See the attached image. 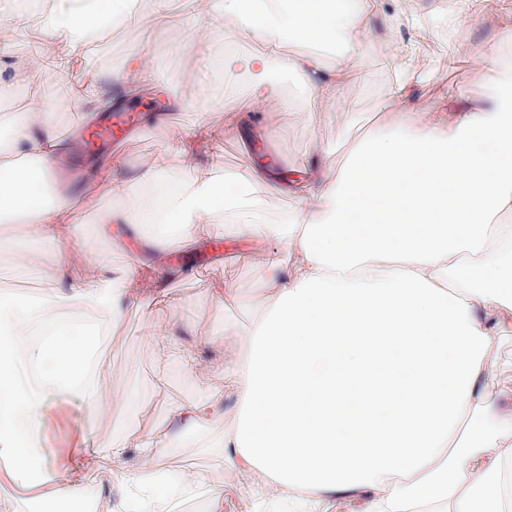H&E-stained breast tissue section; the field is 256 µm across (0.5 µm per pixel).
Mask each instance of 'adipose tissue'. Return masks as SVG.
Masks as SVG:
<instances>
[{
    "label": "adipose tissue",
    "instance_id": "adipose-tissue-1",
    "mask_svg": "<svg viewBox=\"0 0 512 512\" xmlns=\"http://www.w3.org/2000/svg\"><path fill=\"white\" fill-rule=\"evenodd\" d=\"M383 2L185 0L181 52L264 42V50L224 61L228 76L248 75L246 105L274 94L265 75L277 65L304 79L306 123L344 111L345 71L377 51L396 65L380 105L396 108L397 118L357 141L329 180L288 178L262 162L196 167L188 181L144 167L135 179L145 192L100 211V226L130 224L163 242L246 235L277 241L285 255L266 283L274 303L248 340L249 361L224 364L235 425L210 432L223 393L183 403L178 430L160 424L139 437L145 462L135 467L122 466L128 443L119 438L105 471L84 453L57 467L39 446L48 410L62 400L80 396L97 413L120 409L103 388L106 361L82 358L87 329L138 312L139 294L157 285L139 268L112 277L108 256L73 235L82 215L68 198L72 179L117 192L123 161L99 152L69 176L47 101L10 114V138L0 143V222L30 225L57 264L33 271L31 243L0 238V261L43 282L35 306L0 294V460L9 476L39 473L69 512H85L74 487L102 474L136 498L140 512H171L196 495L223 505L225 486L256 471L265 475L256 491L262 512H327L335 503L350 512H512V451L502 448L512 442V391L491 385L499 341L512 330V225L502 221L512 214V67H483L465 110L414 111L421 49L435 27L419 16L395 22ZM135 3L56 0L53 14L40 18L34 0H0V19L38 23L64 51L56 89L68 84L70 60L81 61L91 124L110 105L88 54L99 38L94 21L121 23ZM376 18L379 34L370 27ZM289 39L301 53L280 54ZM166 50L144 34L112 82L132 95L152 89L151 61ZM254 185L266 195L289 191L298 203L281 223H266V196L251 193ZM228 213L237 224H225ZM77 255L100 278L59 289ZM76 304L83 317L70 315ZM200 439L216 475L161 477L149 466L154 455Z\"/></svg>",
    "mask_w": 512,
    "mask_h": 512
}]
</instances>
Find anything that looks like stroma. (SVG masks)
Returning <instances> with one entry per match:
<instances>
[{
    "instance_id": "stroma-1",
    "label": "stroma",
    "mask_w": 512,
    "mask_h": 512,
    "mask_svg": "<svg viewBox=\"0 0 512 512\" xmlns=\"http://www.w3.org/2000/svg\"><path fill=\"white\" fill-rule=\"evenodd\" d=\"M449 3L450 0L386 2L387 14L423 16L438 29V38L424 59L423 80L413 91L414 106L420 112L446 104L466 105L478 70L486 63L490 50H497L499 59L512 65V45L497 44L499 34L512 29V15L476 13L452 25L448 22ZM182 9V0H171L169 11L164 13L156 10L154 0H144L135 21L108 31L103 43L93 49L100 82L110 85L113 69L135 44L142 29H152L157 40L165 43L183 39L185 32L178 23ZM0 40L9 42L14 50L13 56L0 58L1 81L14 82V62L19 58L31 61L38 71L32 80L14 83L13 96L0 101V114L27 110L36 99L42 98L46 82L53 77V67L42 60L49 45L35 24L21 29L0 25ZM152 66L158 90L178 97L182 107L171 111L169 118L156 121L150 117L147 97L133 98L121 88L113 87V110L131 112L138 129L137 135L127 139L121 151L124 165L118 173L131 192L136 191L137 186L130 178L140 167L171 168L172 130L192 126L197 118L196 106L204 100L215 102L217 108L207 115L213 137L211 145L199 158V165L245 167L262 154L273 164L303 170L320 178L335 174L343 152L357 138L394 116L392 110L378 108V101L392 78L393 64L374 53L358 57L345 74L340 92L347 103V111L326 114L311 126L302 119L306 97L299 75L273 69L268 81L278 88V96L269 98L259 107L243 109L233 89L226 85L220 66L210 67L202 82L193 76L195 61L179 55L155 58ZM228 107L234 109L237 124L252 131L251 141L225 135L224 110ZM73 198L84 214L83 224L75 229L76 236L96 240L98 247L111 259L113 275H121L147 261L148 246L141 244L130 248L123 225H113L110 234H99L95 224L97 212L110 204L99 183H79ZM170 250L172 269L163 275V295L141 297L140 312L114 325L111 336L100 350L101 357L109 363L108 391L124 395L135 390L145 399L143 408L128 416V430L133 434L147 430L156 421L173 419L180 404L202 393L223 390L224 373L218 367L219 360L247 358V338L261 320L264 309L260 306L251 310L225 307L214 303L210 293L227 288L262 287L272 260L282 253L278 242L248 238L225 243L216 259H203L202 247L194 242H175ZM180 302L194 306L197 326L172 328L171 341L194 348L196 367L191 371L180 364L166 362V348L146 340L151 330L169 326L172 306ZM227 327L233 328L234 333L225 337L221 348L198 346L196 329L220 332ZM112 435L111 417H94L80 399L69 398L51 408L43 445L54 460L62 464L83 451L106 457Z\"/></svg>"
}]
</instances>
